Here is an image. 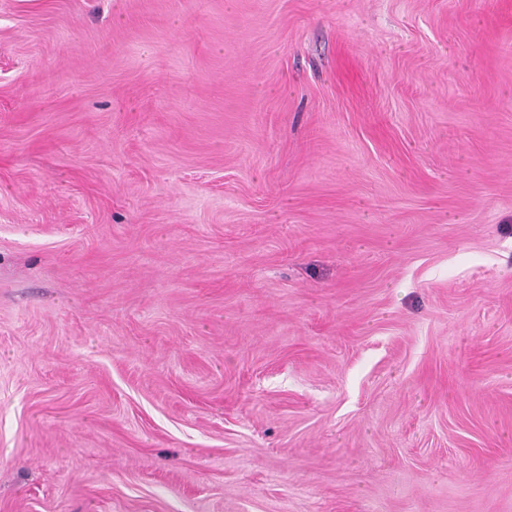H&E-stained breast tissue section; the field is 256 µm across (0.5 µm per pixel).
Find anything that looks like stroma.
<instances>
[{
  "instance_id": "stroma-1",
  "label": "stroma",
  "mask_w": 512,
  "mask_h": 512,
  "mask_svg": "<svg viewBox=\"0 0 512 512\" xmlns=\"http://www.w3.org/2000/svg\"><path fill=\"white\" fill-rule=\"evenodd\" d=\"M0 512H512V0H0Z\"/></svg>"
}]
</instances>
